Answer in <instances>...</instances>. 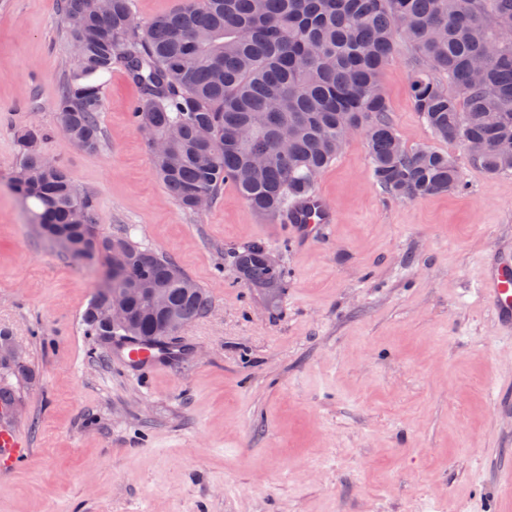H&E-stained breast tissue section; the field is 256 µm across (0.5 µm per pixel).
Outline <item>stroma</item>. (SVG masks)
Segmentation results:
<instances>
[{"label": "stroma", "instance_id": "stroma-1", "mask_svg": "<svg viewBox=\"0 0 512 512\" xmlns=\"http://www.w3.org/2000/svg\"><path fill=\"white\" fill-rule=\"evenodd\" d=\"M413 64L402 43L381 73L389 117L405 147L454 157L459 188L394 197L353 136L314 185L336 222L307 243L230 183L182 209L121 69L99 151L46 142L101 233L170 256L210 297L178 333L191 353L140 376L82 324L100 266L73 262L10 183L18 131L57 125L73 67L61 0H0V329L25 365L0 368V387L32 450L0 470V512H504L512 424L495 403L512 398V338L479 288L487 262H512V173L488 176L435 136ZM256 240L279 259L277 297L238 277L233 253Z\"/></svg>", "mask_w": 512, "mask_h": 512}]
</instances>
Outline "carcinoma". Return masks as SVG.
<instances>
[{"label": "carcinoma", "mask_w": 512, "mask_h": 512, "mask_svg": "<svg viewBox=\"0 0 512 512\" xmlns=\"http://www.w3.org/2000/svg\"><path fill=\"white\" fill-rule=\"evenodd\" d=\"M74 68L56 98L59 131L76 148L102 146L104 78L124 68L139 89L134 126L166 142L152 165L169 194L191 212L232 182L258 213L274 218L313 191L343 146L346 121H361L377 184L414 200L459 186L448 155L406 148L389 118L380 73L396 45L418 60L409 93L438 137L483 145L473 162L488 175L512 172V0H188L148 22L134 0H111L104 23L90 0H62ZM448 75V85L434 73ZM42 127L17 135L13 187L34 223L77 263L110 258L83 314L87 332L162 348L178 328L207 314L210 299L162 253L90 224L93 199L43 149ZM252 243L234 253L240 278L276 288L279 267ZM120 288L166 289L177 321L131 299L128 329L106 326L101 308Z\"/></svg>", "instance_id": "cac0c4a2"}]
</instances>
